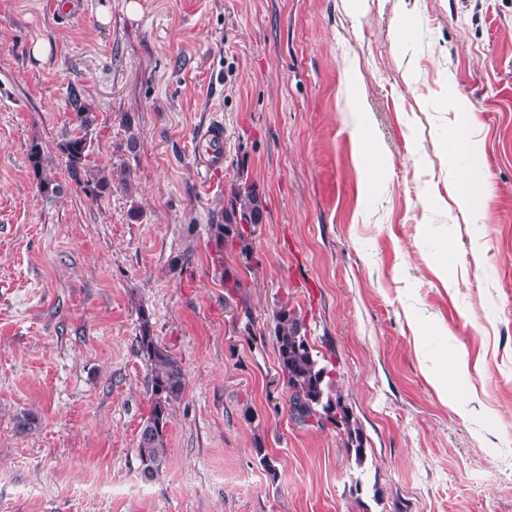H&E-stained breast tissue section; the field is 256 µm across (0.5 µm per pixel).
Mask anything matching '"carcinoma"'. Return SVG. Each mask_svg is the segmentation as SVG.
Wrapping results in <instances>:
<instances>
[{"instance_id": "obj_1", "label": "carcinoma", "mask_w": 512, "mask_h": 512, "mask_svg": "<svg viewBox=\"0 0 512 512\" xmlns=\"http://www.w3.org/2000/svg\"><path fill=\"white\" fill-rule=\"evenodd\" d=\"M68 103L73 110L75 125L62 136L58 149L66 160L71 179L95 199L117 189L129 191V171L90 164L96 116L75 86L68 90ZM27 160L42 193L57 195L63 192L62 185L44 175V150L36 139L28 146ZM264 212L262 196L253 186L247 183L233 185L224 209L214 213L208 224L210 242L219 252L223 251L224 245L236 242L241 257L250 261L249 237L253 234L250 226L262 223ZM274 336L278 366L292 392L295 418L304 423L316 415L317 425L322 427L331 422L346 434V448L354 452L356 463L362 464L365 455L362 429L348 408L341 404V396L332 395L335 385L332 370L313 353L305 320L293 309H281L276 314ZM136 347L137 354L147 366L151 400L150 413L138 434L136 451L142 476L151 480L167 461V426L172 406L184 394L186 377L182 362L158 343L150 314L144 309L140 311ZM14 424L16 433L29 435L40 428V418L33 411H23L15 417Z\"/></svg>"}]
</instances>
